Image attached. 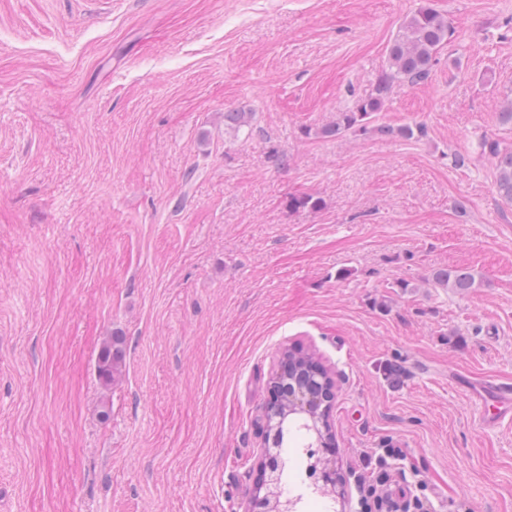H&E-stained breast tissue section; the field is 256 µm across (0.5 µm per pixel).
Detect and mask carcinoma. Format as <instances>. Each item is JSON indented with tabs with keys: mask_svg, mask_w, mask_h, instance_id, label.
<instances>
[{
	"mask_svg": "<svg viewBox=\"0 0 512 512\" xmlns=\"http://www.w3.org/2000/svg\"><path fill=\"white\" fill-rule=\"evenodd\" d=\"M453 35L448 17L428 3L409 14L399 27L389 48L387 66L378 77L372 93L359 101L355 108L337 115L336 122L322 129L325 137L346 132L372 131L381 136L412 138L424 134L420 125L394 128L373 124L375 113L381 111L393 86L397 83L417 85L425 82L435 65L441 48ZM483 154L492 159L496 169L495 187L497 195L512 205V147L484 137L480 141ZM322 206L321 198L303 194L288 199V208L294 211H315ZM431 282L440 288L467 291L475 285L472 273L461 269H438L431 274ZM126 357L125 342L120 336L108 338L98 355V376L103 386L109 387L122 372ZM283 362L290 370L286 381L280 386L283 396L296 387V383L318 382L314 363L306 358L285 354Z\"/></svg>",
	"mask_w": 512,
	"mask_h": 512,
	"instance_id": "carcinoma-1",
	"label": "carcinoma"
}]
</instances>
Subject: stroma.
<instances>
[{
  "instance_id": "1",
  "label": "stroma",
  "mask_w": 512,
  "mask_h": 512,
  "mask_svg": "<svg viewBox=\"0 0 512 512\" xmlns=\"http://www.w3.org/2000/svg\"><path fill=\"white\" fill-rule=\"evenodd\" d=\"M422 2L0 0V512H247L287 349L334 382L348 512L389 445L393 503L512 512V419L467 390L512 386V208L478 147L512 145V0H430L454 35L376 115L423 137L320 134ZM304 444L279 486L337 512ZM435 287L453 288L456 291H467L474 288L475 277L471 272L461 269H438L431 274V279ZM126 357L125 342L120 336H111L102 345L98 355V376L104 387H109L122 372Z\"/></svg>"
}]
</instances>
